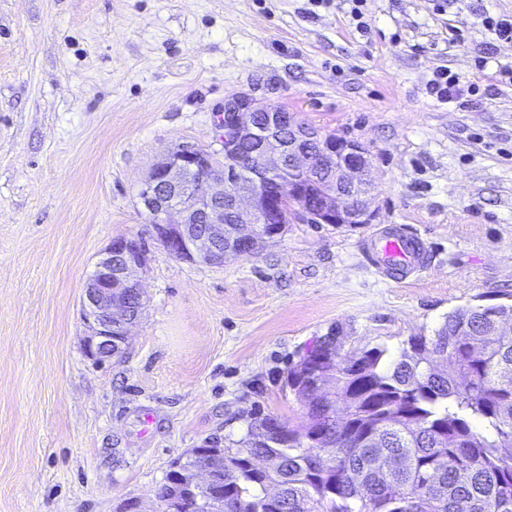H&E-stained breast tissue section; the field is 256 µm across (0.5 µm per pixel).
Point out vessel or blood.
<instances>
[{"label":"vessel or blood","instance_id":"obj_1","mask_svg":"<svg viewBox=\"0 0 512 512\" xmlns=\"http://www.w3.org/2000/svg\"><path fill=\"white\" fill-rule=\"evenodd\" d=\"M364 258L381 276L401 280L426 267L430 252L418 233L394 226L369 235Z\"/></svg>","mask_w":512,"mask_h":512}]
</instances>
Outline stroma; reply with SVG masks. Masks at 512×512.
<instances>
[{
	"label": "stroma",
	"mask_w": 512,
	"mask_h": 512,
	"mask_svg": "<svg viewBox=\"0 0 512 512\" xmlns=\"http://www.w3.org/2000/svg\"><path fill=\"white\" fill-rule=\"evenodd\" d=\"M482 8L512 0H366L365 34L348 0H0V512H154L172 462L251 412L306 425L283 377L321 338L394 356L456 308L512 301V86L472 67L489 45L512 66V43ZM440 66L482 100L430 96ZM236 95L364 146L373 222L291 223L221 267L168 255L141 185L178 146L222 153ZM389 224L435 251L401 283L363 256ZM123 237L147 248L144 310L97 364L83 286ZM482 27L491 35L495 36V40L512 43V16L494 15L488 11L479 13Z\"/></svg>",
	"instance_id": "obj_1"
}]
</instances>
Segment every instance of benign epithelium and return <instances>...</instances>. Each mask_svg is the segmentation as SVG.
Segmentation results:
<instances>
[{"label":"benign epithelium","instance_id":"benign-epithelium-1","mask_svg":"<svg viewBox=\"0 0 512 512\" xmlns=\"http://www.w3.org/2000/svg\"><path fill=\"white\" fill-rule=\"evenodd\" d=\"M224 153L183 145L151 169L139 199L166 252L224 265V254H251L283 234L286 225L370 224L373 187L357 178L369 165L359 143L327 137L293 112L235 96L224 103ZM250 189L239 186L240 174ZM146 249L119 238L100 254L87 278L82 319L87 355L103 363L120 355L144 303L139 273ZM193 449L171 470L190 492V512H224V492Z\"/></svg>","mask_w":512,"mask_h":512}]
</instances>
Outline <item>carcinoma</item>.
Masks as SVG:
<instances>
[{
  "instance_id": "obj_1",
  "label": "carcinoma",
  "mask_w": 512,
  "mask_h": 512,
  "mask_svg": "<svg viewBox=\"0 0 512 512\" xmlns=\"http://www.w3.org/2000/svg\"><path fill=\"white\" fill-rule=\"evenodd\" d=\"M512 305L458 308L433 333L409 337L397 357L371 347L322 365L303 403L308 423L288 440L246 433L206 457L224 512H512ZM288 370L298 396L309 383ZM259 456L266 465H251Z\"/></svg>"
}]
</instances>
